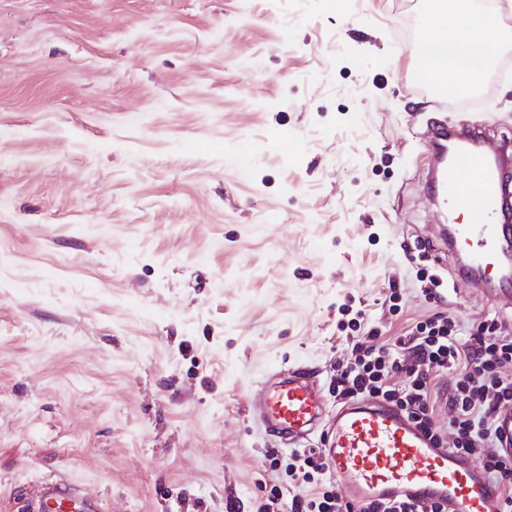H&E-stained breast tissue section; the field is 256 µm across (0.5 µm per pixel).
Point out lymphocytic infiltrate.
Segmentation results:
<instances>
[{
  "label": "lymphocytic infiltrate",
  "instance_id": "lymphocytic-infiltrate-1",
  "mask_svg": "<svg viewBox=\"0 0 512 512\" xmlns=\"http://www.w3.org/2000/svg\"><path fill=\"white\" fill-rule=\"evenodd\" d=\"M460 369L446 403L449 424L457 440L454 449L463 457L478 456L487 477L498 490V512H512V457L501 451L497 420L512 403V331L485 320L464 330L438 312L419 322L393 348L353 345L332 381L337 400L374 399L396 405L432 442H439L440 428L433 420L436 400L431 372ZM405 374L404 386L392 378ZM321 454L305 450L292 455L288 483L295 494L271 487L257 512H447L438 502L396 500L357 504L335 492L311 491L317 474L326 471Z\"/></svg>",
  "mask_w": 512,
  "mask_h": 512
}]
</instances>
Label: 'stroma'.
<instances>
[{
	"label": "stroma",
	"mask_w": 512,
	"mask_h": 512,
	"mask_svg": "<svg viewBox=\"0 0 512 512\" xmlns=\"http://www.w3.org/2000/svg\"><path fill=\"white\" fill-rule=\"evenodd\" d=\"M427 9L0 0V512L59 478L103 512H256L292 451L252 413L273 374L332 412L354 344L512 323L428 184L439 123L512 140V68L478 105L414 92Z\"/></svg>",
	"instance_id": "35a3bbf8"
}]
</instances>
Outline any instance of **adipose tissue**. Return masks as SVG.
Returning <instances> with one entry per match:
<instances>
[{
    "instance_id": "ef3b65f1",
    "label": "adipose tissue",
    "mask_w": 512,
    "mask_h": 512,
    "mask_svg": "<svg viewBox=\"0 0 512 512\" xmlns=\"http://www.w3.org/2000/svg\"><path fill=\"white\" fill-rule=\"evenodd\" d=\"M500 38L496 17L475 16L472 0H448V23L439 28L436 48L425 57V69L454 82L459 74L474 73L475 60H491L498 52Z\"/></svg>"
}]
</instances>
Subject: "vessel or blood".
Wrapping results in <instances>:
<instances>
[{
  "label": "vessel or blood",
  "instance_id": "b4317fda",
  "mask_svg": "<svg viewBox=\"0 0 512 512\" xmlns=\"http://www.w3.org/2000/svg\"><path fill=\"white\" fill-rule=\"evenodd\" d=\"M416 84L436 102L463 103L473 90L458 77L455 90L443 81L417 71ZM512 155L490 154L474 139L459 140L446 164L432 174L434 196L448 213L445 229L450 251L468 261L465 276L475 287L501 289L499 272L505 263L499 222L501 166ZM469 209L470 222L458 216ZM324 412L311 378L302 370L289 371L287 380L269 387L255 413L272 431L298 443L308 439ZM329 469L351 490L355 502L441 500L449 512H492L496 491L483 470L471 460L436 447L397 408L370 400L337 409L324 440ZM74 487L63 480L43 483L35 508L77 503Z\"/></svg>",
  "mask_w": 512,
  "mask_h": 512
}]
</instances>
